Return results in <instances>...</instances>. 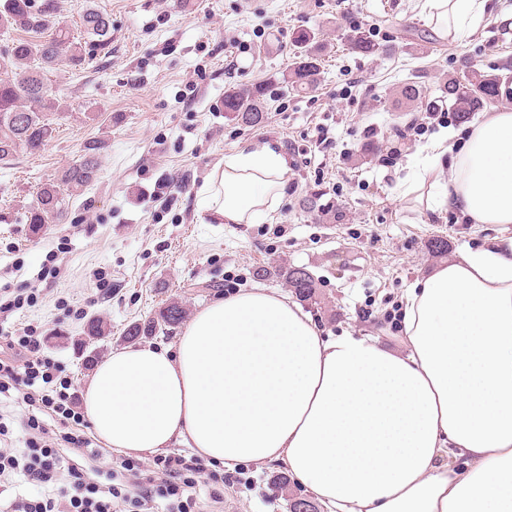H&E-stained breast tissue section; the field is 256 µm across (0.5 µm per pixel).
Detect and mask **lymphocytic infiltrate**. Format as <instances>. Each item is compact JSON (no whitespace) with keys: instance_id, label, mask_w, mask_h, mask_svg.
I'll return each mask as SVG.
<instances>
[{"instance_id":"lymphocytic-infiltrate-1","label":"lymphocytic infiltrate","mask_w":512,"mask_h":512,"mask_svg":"<svg viewBox=\"0 0 512 512\" xmlns=\"http://www.w3.org/2000/svg\"><path fill=\"white\" fill-rule=\"evenodd\" d=\"M0 342L5 345L0 351V395L17 391L36 410L25 423L28 437L19 451L2 447L9 428L0 421V484L21 476L41 490L34 499L0 502V512H198L193 491L199 484L233 482V475L210 471L202 458L179 453L156 457L147 472L125 462L104 480L91 478L69 453L88 450L92 439L54 430L44 420L54 414L66 423L85 422L74 394L63 388L49 391L57 367L43 355L42 337L30 328ZM54 485L59 493H51Z\"/></svg>"}]
</instances>
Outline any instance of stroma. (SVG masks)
Instances as JSON below:
<instances>
[{
	"instance_id": "obj_1",
	"label": "stroma",
	"mask_w": 512,
	"mask_h": 512,
	"mask_svg": "<svg viewBox=\"0 0 512 512\" xmlns=\"http://www.w3.org/2000/svg\"><path fill=\"white\" fill-rule=\"evenodd\" d=\"M112 16V39L81 68L57 66L48 83L66 109L39 153L0 160V291L31 288L33 305L0 317V331L37 329L44 352L60 361L75 393L91 369L79 352L87 319L106 322L103 356L122 349L125 328L178 301L188 313L256 282V270L303 266L315 281L305 301L323 334L347 330L398 347V328L383 319L416 277L442 256L484 247L506 234L499 224H468L448 208L431 212L402 201L398 180L409 163L459 123L433 124L402 138L413 120L397 109L396 90L420 86L437 99L446 75L471 62L512 69V0L471 32L449 40L421 16L420 0H96ZM314 29L321 46L315 91L296 95L278 79L293 60L292 34ZM373 29L379 54L352 53L346 34ZM268 85L265 121L248 126L224 110L233 85ZM328 147H315L317 127ZM101 144L89 186L64 193L63 214L32 236L26 211L41 183ZM283 150L290 165L278 210L285 233L262 224H210L195 191L213 165L245 146ZM394 152L392 164L379 158ZM163 178L174 195L155 198ZM335 211L328 220L309 201ZM443 240L445 255L431 252ZM56 274H48L47 263ZM94 305H87V297ZM84 315H74L77 307ZM237 484H202L210 506L226 512H289L300 483L280 465L237 466Z\"/></svg>"
}]
</instances>
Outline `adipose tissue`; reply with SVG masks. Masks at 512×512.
<instances>
[{
  "mask_svg": "<svg viewBox=\"0 0 512 512\" xmlns=\"http://www.w3.org/2000/svg\"><path fill=\"white\" fill-rule=\"evenodd\" d=\"M491 9L421 4L450 40ZM288 172L282 151L240 149L198 186L197 208L215 224L271 220ZM399 187L427 210L512 225V110L433 141ZM399 305L395 351L322 335L288 294L254 283L201 307L175 345L113 352L84 413L132 458L178 443L228 468L284 466L325 512H512V235L436 264Z\"/></svg>",
  "mask_w": 512,
  "mask_h": 512,
  "instance_id": "ef3b65f1",
  "label": "adipose tissue"
}]
</instances>
